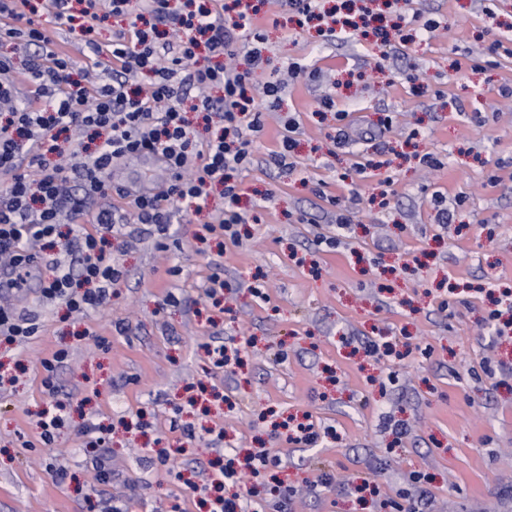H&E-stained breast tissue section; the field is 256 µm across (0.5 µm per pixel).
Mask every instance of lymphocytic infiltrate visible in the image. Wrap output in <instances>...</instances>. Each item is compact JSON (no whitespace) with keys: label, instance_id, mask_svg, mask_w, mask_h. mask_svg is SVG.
Returning <instances> with one entry per match:
<instances>
[{"label":"lymphocytic infiltrate","instance_id":"obj_1","mask_svg":"<svg viewBox=\"0 0 512 512\" xmlns=\"http://www.w3.org/2000/svg\"><path fill=\"white\" fill-rule=\"evenodd\" d=\"M73 15L72 0H46L45 10L63 24L90 34L112 17L127 21L105 51L108 65L97 80L78 82L69 54L58 51L46 29L27 17L29 0H0V263L31 274V242L53 247L62 220L73 223L71 264L53 262L39 299L61 300L79 314L99 308L124 277L112 259L109 232L117 219L109 204L112 168L139 155H161L173 181L162 192H142L131 205L139 223L166 236L182 208L202 211L213 185L224 188V212L217 222L225 244L239 246L238 173L252 164V144L264 128L255 106L282 104L281 81L254 86L252 73L231 63L247 52L263 62L266 37L252 17L251 0H232L236 20L221 7L185 15L169 0H84ZM26 54L16 63L4 45ZM197 96L185 108L189 91ZM266 108V109H267ZM219 115L220 135L202 141L187 111ZM76 132L87 146L65 156L60 134ZM91 218L99 234L83 231Z\"/></svg>","mask_w":512,"mask_h":512}]
</instances>
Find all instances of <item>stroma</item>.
Masks as SVG:
<instances>
[{"mask_svg":"<svg viewBox=\"0 0 512 512\" xmlns=\"http://www.w3.org/2000/svg\"><path fill=\"white\" fill-rule=\"evenodd\" d=\"M255 4L267 39L255 84L293 63L302 71L239 177L241 245L222 247L189 214L157 248L129 200L112 197L127 232L112 242L125 275L108 302L77 316L24 298L16 308L35 316L37 335L0 345V512H110L117 501L207 512L190 484L211 477L216 454L254 448L281 459L246 483L256 512H274V483L286 512H393L420 487L431 512H512V334L496 336L488 319L512 308V98L500 94L512 88V0H365L385 24L406 20L387 48ZM40 21L80 66L90 43L121 28L111 19L84 37ZM327 96L334 112L320 109ZM287 113L297 146L278 167L268 158ZM112 180L159 191L172 176L135 156ZM439 197L453 223H438ZM215 272L217 305L202 288ZM170 290L179 304L165 303ZM371 343L394 353H368ZM220 345L239 351L232 375L206 353ZM58 351L46 374L42 360ZM53 401L67 410L46 447L38 421ZM306 414L324 431L314 445L274 428ZM99 436L106 482L86 449ZM162 449L169 466L151 464Z\"/></svg>","mask_w":512,"mask_h":512,"instance_id":"obj_1","label":"stroma"}]
</instances>
